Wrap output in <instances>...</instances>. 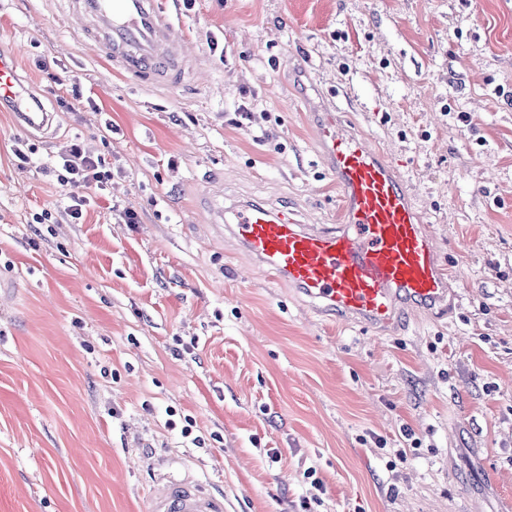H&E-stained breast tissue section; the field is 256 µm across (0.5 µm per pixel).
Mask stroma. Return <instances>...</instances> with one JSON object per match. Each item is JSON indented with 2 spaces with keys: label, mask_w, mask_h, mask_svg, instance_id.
I'll return each mask as SVG.
<instances>
[{
  "label": "stroma",
  "mask_w": 512,
  "mask_h": 512,
  "mask_svg": "<svg viewBox=\"0 0 512 512\" xmlns=\"http://www.w3.org/2000/svg\"><path fill=\"white\" fill-rule=\"evenodd\" d=\"M160 3L192 64L175 88L113 70L65 0H0L53 114L0 109V512H150L166 475L224 512H502L512 0ZM326 114L397 162L447 309L323 314L216 223L255 201L339 226ZM72 141L111 174L77 224L46 168Z\"/></svg>",
  "instance_id": "1"
}]
</instances>
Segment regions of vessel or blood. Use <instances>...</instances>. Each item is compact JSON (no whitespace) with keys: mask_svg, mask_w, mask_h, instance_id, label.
<instances>
[{"mask_svg":"<svg viewBox=\"0 0 512 512\" xmlns=\"http://www.w3.org/2000/svg\"><path fill=\"white\" fill-rule=\"evenodd\" d=\"M113 69L156 86L175 87L187 76L183 45L169 14L156 0H70ZM26 129L43 128L48 116L35 111L21 90L16 55L0 50V107ZM317 132L330 172L342 192L344 223L314 228L260 204L230 208L228 231L254 259L324 310L383 327L401 315V303L427 309L447 293L433 237L394 167L333 116ZM151 512H224V497L189 480L163 482Z\"/></svg>","mask_w":512,"mask_h":512,"instance_id":"vessel-or-blood-1","label":"vessel or blood"}]
</instances>
